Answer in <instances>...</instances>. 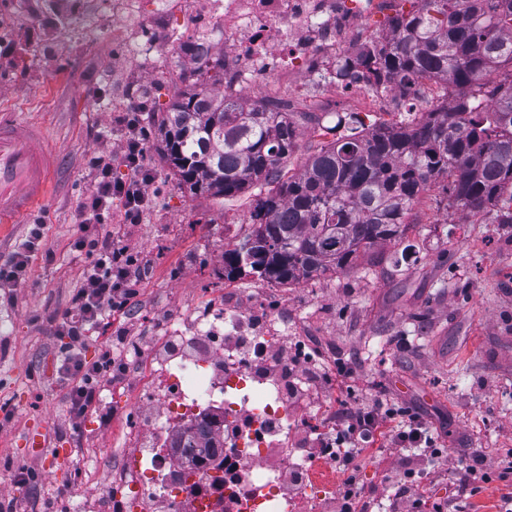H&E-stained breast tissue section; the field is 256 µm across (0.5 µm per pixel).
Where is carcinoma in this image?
Here are the masks:
<instances>
[{"mask_svg": "<svg viewBox=\"0 0 512 512\" xmlns=\"http://www.w3.org/2000/svg\"><path fill=\"white\" fill-rule=\"evenodd\" d=\"M384 38L345 58L338 79L366 74L373 92L442 85L446 104L410 122L347 128L288 174L298 137L288 113L246 104L224 85V55L189 46L196 76L159 121L162 159L193 195H256L251 230L224 252V277L293 285L353 267L402 239L432 182L450 208L512 224V0H421ZM498 72L491 84L487 76ZM173 447L208 457L224 447L205 424Z\"/></svg>", "mask_w": 512, "mask_h": 512, "instance_id": "1", "label": "carcinoma"}]
</instances>
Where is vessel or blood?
Here are the masks:
<instances>
[{"label":"vessel or blood","mask_w":512,"mask_h":512,"mask_svg":"<svg viewBox=\"0 0 512 512\" xmlns=\"http://www.w3.org/2000/svg\"><path fill=\"white\" fill-rule=\"evenodd\" d=\"M40 129L0 116V235L24 223L47 197L55 159L39 146Z\"/></svg>","instance_id":"b4317fda"}]
</instances>
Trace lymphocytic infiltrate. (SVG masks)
<instances>
[{"label": "lymphocytic infiltrate", "mask_w": 512, "mask_h": 512, "mask_svg": "<svg viewBox=\"0 0 512 512\" xmlns=\"http://www.w3.org/2000/svg\"><path fill=\"white\" fill-rule=\"evenodd\" d=\"M124 127L121 159L129 169L130 176L124 181L113 180L110 157L98 154L89 158L88 164L95 173V188L79 206L85 223H96L110 209L116 196L124 198L125 219L131 224L138 223L151 205L145 184L152 174L144 164L145 148L138 115L129 116ZM74 246L79 250H88L93 258L72 298V307L59 327L60 334L69 340L60 370L72 383L69 412L78 419L95 404L98 379L106 373L118 374L123 370L122 365L110 356L93 363L87 362L81 355L80 347L106 312L126 310L133 294L131 272L136 259L128 248L118 246L108 235L85 234L75 241ZM392 421L398 424L390 438L392 447L420 449V460H426L427 465L419 467V460L405 456L398 459L397 480H385L381 490L382 498L388 501L389 512H458L459 494L477 484L489 482L491 465L479 449H472L460 458L454 470L444 469V451L435 447L421 415L396 408L383 396L368 405L342 406L336 417L334 445L338 447L337 465L346 470L353 469L369 436ZM429 471L437 477L447 478L455 488L454 493L442 500L432 498L418 482L419 477Z\"/></svg>", "instance_id": "f902f5d3"}]
</instances>
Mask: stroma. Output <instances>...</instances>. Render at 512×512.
I'll list each match as a JSON object with an SVG mask.
<instances>
[{
  "instance_id": "1",
  "label": "stroma",
  "mask_w": 512,
  "mask_h": 512,
  "mask_svg": "<svg viewBox=\"0 0 512 512\" xmlns=\"http://www.w3.org/2000/svg\"><path fill=\"white\" fill-rule=\"evenodd\" d=\"M76 13L62 0H0V113L41 123L57 146L56 185L36 213L43 238L28 275L0 288V504L17 512H130L125 474L151 436L156 390L127 372L103 378L100 396L82 418L68 412L69 386L57 373V331L79 288L89 257L73 244L83 233L80 201L93 179L91 154H113L112 174L127 179L117 158L119 131L139 113L154 199L140 223L124 221L121 202L95 225L139 255L137 295L126 313L104 316L82 352L87 361L132 333L136 351L162 345L171 323L202 309L247 308L263 314L281 301L274 324L290 343L319 356L326 378L309 409L339 408L386 392L396 405L417 407L449 461L463 448L492 460L512 450V224H488L460 209L440 206L431 185L412 211L413 225L378 258H361L349 271L292 286L254 277L226 280L224 253L251 227L252 194L194 197L173 179L157 150L156 128L170 102L188 89L191 60L178 38L204 36L194 21L204 0L177 10L167 0H131L121 24L113 0H93ZM151 24L157 53L115 54V41L140 39ZM320 82L274 83L242 91L247 101H295L334 88ZM339 112L322 115L321 130L299 125L289 167L296 170L322 144L343 135ZM358 368L339 375V362ZM43 431L42 454L27 446ZM398 449L376 436L357 460L363 488L380 485ZM25 476L27 486L16 483ZM512 479L492 480L462 498L465 512H502Z\"/></svg>"
}]
</instances>
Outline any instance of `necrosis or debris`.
<instances>
[{"label":"necrosis or debris","instance_id":"necrosis-or-debris-1","mask_svg":"<svg viewBox=\"0 0 512 512\" xmlns=\"http://www.w3.org/2000/svg\"><path fill=\"white\" fill-rule=\"evenodd\" d=\"M399 0H210L200 17L217 29L224 46V82L232 87L267 85L291 76H312L316 69L355 54L377 35L366 19L395 13ZM247 311L190 314L171 326L162 371L151 373L158 405L151 447L137 453L134 470L144 489L167 491L170 435L185 418L224 421L227 440L209 465L186 472L174 501H189L192 512H323L336 490L340 472L335 451L307 460L288 440L302 425L314 431L326 416L309 414L287 385L257 372L251 359L224 365V340L244 336L266 353L283 341L272 329H253ZM284 467L300 476L297 489L280 477Z\"/></svg>","mask_w":512,"mask_h":512}]
</instances>
